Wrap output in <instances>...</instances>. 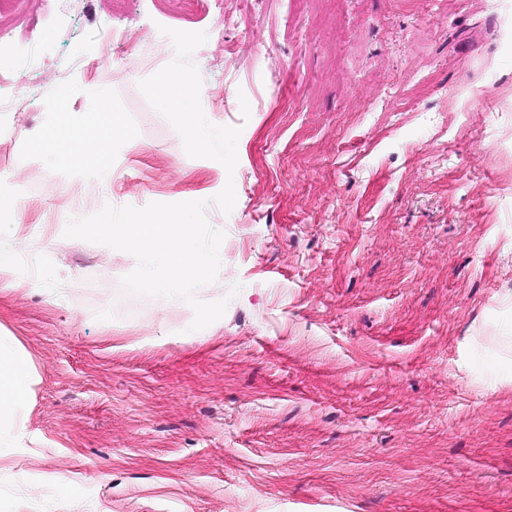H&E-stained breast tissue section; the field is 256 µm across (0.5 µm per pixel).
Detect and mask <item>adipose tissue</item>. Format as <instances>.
<instances>
[{"label":"adipose tissue","instance_id":"obj_1","mask_svg":"<svg viewBox=\"0 0 512 512\" xmlns=\"http://www.w3.org/2000/svg\"><path fill=\"white\" fill-rule=\"evenodd\" d=\"M94 119L70 117L59 125L38 134L31 141L34 151L60 158L71 171L93 172L97 182L107 180L111 166L106 145L112 140L124 141L138 148L122 113L109 111L104 102L91 106ZM36 238L21 224H0V276L10 275L18 258L32 251ZM34 375L29 361L10 337L0 336V433L22 435L25 420L22 411L27 403Z\"/></svg>","mask_w":512,"mask_h":512}]
</instances>
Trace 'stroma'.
<instances>
[{
  "mask_svg": "<svg viewBox=\"0 0 512 512\" xmlns=\"http://www.w3.org/2000/svg\"><path fill=\"white\" fill-rule=\"evenodd\" d=\"M504 23L490 0H7L0 96L27 106L0 112V197L65 282L0 281L35 375L0 512H512V360L488 343L512 332ZM162 26L208 34L192 60L211 122L242 129L234 175L138 88L175 58ZM93 96L144 145L109 143L102 186L30 149ZM193 200L225 233L196 296L229 300L199 331L122 288L132 255L59 244L107 203Z\"/></svg>",
  "mask_w": 512,
  "mask_h": 512,
  "instance_id": "35a3bbf8",
  "label": "stroma"
}]
</instances>
